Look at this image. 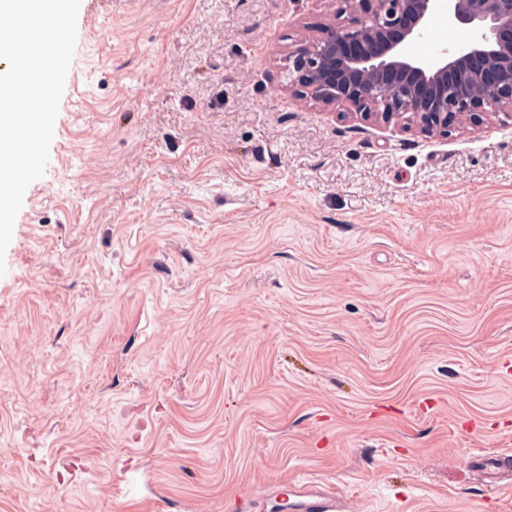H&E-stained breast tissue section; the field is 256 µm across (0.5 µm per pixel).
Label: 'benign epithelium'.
Listing matches in <instances>:
<instances>
[{
	"label": "benign epithelium",
	"mask_w": 512,
	"mask_h": 512,
	"mask_svg": "<svg viewBox=\"0 0 512 512\" xmlns=\"http://www.w3.org/2000/svg\"><path fill=\"white\" fill-rule=\"evenodd\" d=\"M332 21L288 47L284 87L323 110L448 137L512 118V0H336ZM438 11L476 30L431 63L404 54Z\"/></svg>",
	"instance_id": "1"
}]
</instances>
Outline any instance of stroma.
I'll use <instances>...</instances> for the list:
<instances>
[{
	"label": "stroma",
	"mask_w": 512,
	"mask_h": 512,
	"mask_svg": "<svg viewBox=\"0 0 512 512\" xmlns=\"http://www.w3.org/2000/svg\"><path fill=\"white\" fill-rule=\"evenodd\" d=\"M333 0H81L0 277V512H512V119L279 86ZM435 14L405 45L466 47ZM267 512L278 507L292 512H353L351 502L327 485L295 481L275 490L259 504Z\"/></svg>",
	"instance_id": "stroma-1"
}]
</instances>
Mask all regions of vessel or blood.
I'll return each instance as SVG.
<instances>
[{
  "mask_svg": "<svg viewBox=\"0 0 512 512\" xmlns=\"http://www.w3.org/2000/svg\"><path fill=\"white\" fill-rule=\"evenodd\" d=\"M261 507L263 512H353L351 502L334 489L302 481L275 489Z\"/></svg>",
  "mask_w": 512,
  "mask_h": 512,
  "instance_id": "vessel-or-blood-1",
  "label": "vessel or blood"
}]
</instances>
